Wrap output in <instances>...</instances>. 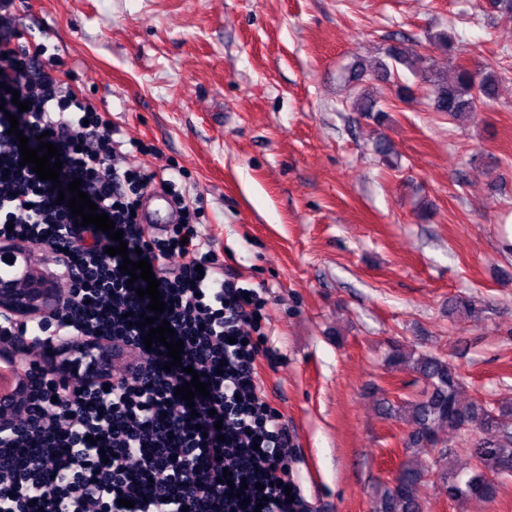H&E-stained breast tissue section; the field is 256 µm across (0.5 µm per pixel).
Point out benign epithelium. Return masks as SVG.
I'll use <instances>...</instances> for the list:
<instances>
[{"instance_id":"obj_1","label":"benign epithelium","mask_w":512,"mask_h":512,"mask_svg":"<svg viewBox=\"0 0 512 512\" xmlns=\"http://www.w3.org/2000/svg\"><path fill=\"white\" fill-rule=\"evenodd\" d=\"M61 307L56 289V277L32 262L27 249L19 242L0 240V312L19 320H47ZM71 339L54 346L44 360V372L51 377L76 378L88 371H79V364L96 358L95 351L112 346L107 336L94 338L85 356L73 359L68 353ZM18 397L0 395V429L17 426L13 412Z\"/></svg>"}]
</instances>
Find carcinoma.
Returning a JSON list of instances; mask_svg holds the SVG:
<instances>
[{
    "instance_id": "1",
    "label": "carcinoma",
    "mask_w": 512,
    "mask_h": 512,
    "mask_svg": "<svg viewBox=\"0 0 512 512\" xmlns=\"http://www.w3.org/2000/svg\"><path fill=\"white\" fill-rule=\"evenodd\" d=\"M430 46L434 51L451 56L454 36L439 33L430 41ZM400 66L428 87L434 111L451 118L467 117L478 102L497 97V79L489 67L456 62L454 75L449 79L434 71L431 55L412 57L402 44H393L386 49L384 59L369 67L359 65L348 76V82L361 87L354 97L353 110L368 117L378 128L384 125L387 111L364 85L390 83L398 98L413 97V87L400 80ZM372 147L383 160L392 162L394 150L382 133L373 138ZM449 312L470 316L476 312L475 300L470 296H456L449 302ZM386 363L390 367L409 364L424 388L414 397L388 403L395 418L410 425L404 437V448L411 453V460L403 464L398 483L378 491L374 512H419L416 487L428 473L427 468L418 464L421 455H435L442 464L441 479L447 487L448 499L459 504L472 498L493 499L499 483L512 477V402L490 407L480 400L463 398L461 373L456 365L440 355L408 352L395 345L388 352ZM470 430L482 436L473 440L472 466L463 474L450 465L453 450L442 447V434Z\"/></svg>"
}]
</instances>
